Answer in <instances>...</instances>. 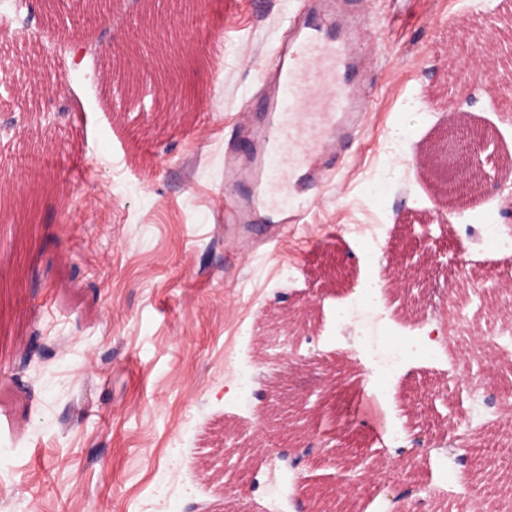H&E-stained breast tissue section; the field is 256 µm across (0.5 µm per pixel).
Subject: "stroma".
Returning a JSON list of instances; mask_svg holds the SVG:
<instances>
[{"label": "stroma", "instance_id": "35a3bbf8", "mask_svg": "<svg viewBox=\"0 0 512 512\" xmlns=\"http://www.w3.org/2000/svg\"><path fill=\"white\" fill-rule=\"evenodd\" d=\"M300 0H198L174 17L197 51L174 67L177 109L144 86L119 94L111 47L141 0H0V512H297L305 486L330 477L331 457L294 468L259 452L222 482L225 430L252 446L270 436L272 382L352 407L349 422L314 418L364 461L339 489L353 512H394L386 481L423 429L468 431V449L415 451L414 512H458L487 479L474 461L506 420L492 388L512 375V337L494 306L489 267L512 271V178L472 207L449 209L421 166L452 120L457 86L445 54L470 57L449 32L481 28L478 0H368L360 74L371 110L303 223L224 221V152L245 98L280 45ZM85 45L76 56L75 45ZM68 71L57 92V71ZM460 110L512 155V112L486 80ZM437 250L414 300L390 282L392 247L407 234ZM336 260L350 288H325ZM316 304L306 327L269 338L272 316ZM446 326L433 341L431 328ZM34 349L27 364L17 351ZM352 377L326 392L325 370ZM371 397L374 423L358 406Z\"/></svg>", "mask_w": 512, "mask_h": 512}]
</instances>
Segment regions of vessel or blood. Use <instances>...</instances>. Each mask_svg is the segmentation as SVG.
Segmentation results:
<instances>
[{"label":"vessel or blood","instance_id":"1","mask_svg":"<svg viewBox=\"0 0 512 512\" xmlns=\"http://www.w3.org/2000/svg\"><path fill=\"white\" fill-rule=\"evenodd\" d=\"M287 28V40L269 60L264 94L247 102L259 115L257 127L247 131L258 143L246 174L248 201L224 195L243 222L250 213L273 214L286 205L300 219L312 204L305 192L319 180L318 157L329 142L350 138L356 114L369 109L352 82L353 49L330 18L304 8Z\"/></svg>","mask_w":512,"mask_h":512}]
</instances>
